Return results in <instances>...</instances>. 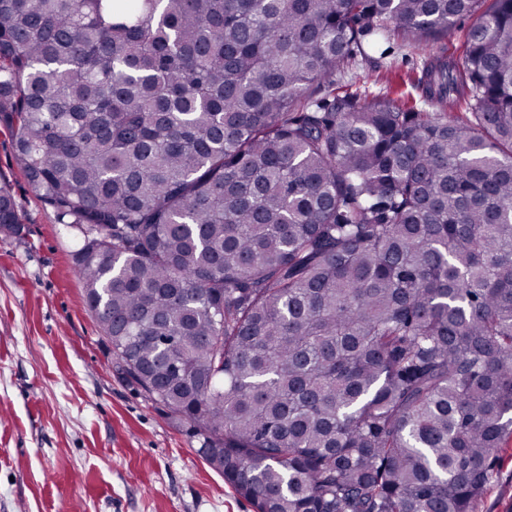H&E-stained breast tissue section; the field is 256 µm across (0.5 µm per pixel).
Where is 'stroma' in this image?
Here are the masks:
<instances>
[{"label": "stroma", "mask_w": 512, "mask_h": 512, "mask_svg": "<svg viewBox=\"0 0 512 512\" xmlns=\"http://www.w3.org/2000/svg\"><path fill=\"white\" fill-rule=\"evenodd\" d=\"M472 23L456 19L419 44L365 42L336 85L424 108L416 80L425 59L463 54ZM3 184L23 230L0 238V405L12 411L0 420V512H253L187 427L118 373L77 273L80 242L17 168L0 128ZM474 512H512V442Z\"/></svg>", "instance_id": "obj_1"}]
</instances>
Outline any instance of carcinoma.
Wrapping results in <instances>:
<instances>
[{
  "label": "carcinoma",
  "instance_id": "1",
  "mask_svg": "<svg viewBox=\"0 0 512 512\" xmlns=\"http://www.w3.org/2000/svg\"><path fill=\"white\" fill-rule=\"evenodd\" d=\"M478 2L0 0V125L118 371L254 512H473L512 438V0ZM474 13L442 111L336 92Z\"/></svg>",
  "mask_w": 512,
  "mask_h": 512
}]
</instances>
